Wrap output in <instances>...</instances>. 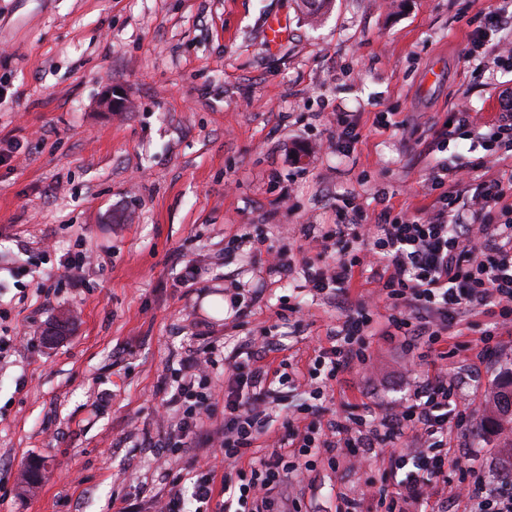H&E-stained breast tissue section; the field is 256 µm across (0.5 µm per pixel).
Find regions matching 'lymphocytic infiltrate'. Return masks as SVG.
Segmentation results:
<instances>
[{"label":"lymphocytic infiltrate","instance_id":"lymphocytic-infiltrate-1","mask_svg":"<svg viewBox=\"0 0 512 512\" xmlns=\"http://www.w3.org/2000/svg\"><path fill=\"white\" fill-rule=\"evenodd\" d=\"M492 32L499 35L493 44L487 41ZM488 46L512 64V0L486 13L483 27L473 33L472 51ZM448 121L435 128L437 138L463 129L485 155L512 153L511 112L488 133L477 132L463 108L449 113ZM456 179L455 168L434 166L429 181L438 195L430 206L384 214L379 224L358 218L334 224L318 243L299 246L306 283L341 308L343 324L330 330L328 346L319 348L303 373L289 370L284 360L271 369L266 359L279 346L269 336L255 337L253 349L228 364L220 427L210 425L218 347L210 342L188 351L175 372V387L162 400L174 419L163 446L187 458V475L172 480L155 512H282L276 493L284 482L313 470L316 458L334 454L351 468L383 461L380 482L341 495L336 512H372L377 504L385 512H448L449 503L461 498L472 500L477 512H512V475L500 473L495 487L486 489L476 475V459L453 453L448 444L449 433L476 413L473 403L459 397L453 376L442 372L416 382L411 398L376 422L354 406L339 415L326 405L331 382L369 362V337L397 340L407 356L445 343L451 354L470 350L481 361L512 335V174L472 180L465 204L447 189ZM358 278L374 285L385 301V318L377 317L372 303L351 302ZM472 313L489 318L474 343L465 340L463 324ZM301 388L308 397L283 416L278 451L256 456V443L267 433L282 391ZM214 446L223 449L228 467L244 460L247 470L216 482L215 471L197 463L201 451ZM452 469L476 478L451 484Z\"/></svg>","mask_w":512,"mask_h":512}]
</instances>
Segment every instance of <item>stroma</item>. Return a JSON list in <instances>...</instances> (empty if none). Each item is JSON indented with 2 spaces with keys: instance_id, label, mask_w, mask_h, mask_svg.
I'll use <instances>...</instances> for the list:
<instances>
[{
  "instance_id": "1",
  "label": "stroma",
  "mask_w": 512,
  "mask_h": 512,
  "mask_svg": "<svg viewBox=\"0 0 512 512\" xmlns=\"http://www.w3.org/2000/svg\"><path fill=\"white\" fill-rule=\"evenodd\" d=\"M498 3L331 0L310 15L301 0H0V336L30 339L0 359V512H153L184 467L158 455L156 410L190 346L267 329L307 366L342 313L300 272L269 274L258 239L294 251L309 225L431 204V165L474 158L432 124L461 104L485 130L512 113V69L466 56ZM275 14L290 31L272 46ZM339 112L359 136L348 149ZM379 112L395 126L375 127ZM85 252L93 263L63 275ZM288 305L298 328L279 316ZM66 313L70 333L45 346ZM370 351L333 401L379 417L411 379L454 374L484 406L512 370V351L477 375L436 352L407 362L381 336ZM449 441L483 471L505 465L476 421ZM35 459L46 476L27 492ZM378 479L319 459L299 478L304 512H335L339 493Z\"/></svg>"
}]
</instances>
